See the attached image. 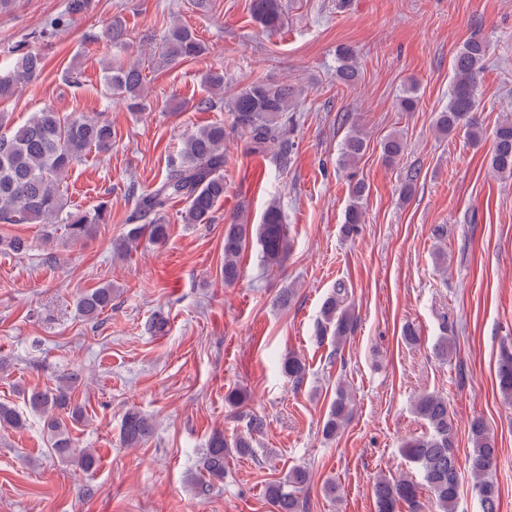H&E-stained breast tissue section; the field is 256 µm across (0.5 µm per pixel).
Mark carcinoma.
Here are the masks:
<instances>
[{
    "mask_svg": "<svg viewBox=\"0 0 512 512\" xmlns=\"http://www.w3.org/2000/svg\"><path fill=\"white\" fill-rule=\"evenodd\" d=\"M89 8V0H67L63 14L50 22L45 35L68 27ZM253 19L272 33L284 24V13L278 0H251ZM103 38L115 50L104 67L103 83L109 95L123 99L130 112L144 107L145 77L139 64L125 59L127 45L123 31L116 23H109ZM489 46L484 39L474 36L457 51L452 61L453 82L448 106L437 113L436 129L443 134L462 131L473 142L480 140L478 99L480 75ZM206 52L205 44L185 25H172L161 38L158 56L166 65L193 60ZM336 76L352 84L358 77L355 55L348 47L336 53ZM43 66L40 54L21 51L15 69L0 75V101L12 98L18 84L32 79ZM211 96L201 99L198 108L212 110L217 103L224 104L230 123H213L184 137L178 160L173 162L154 188L139 196L131 215L132 224L126 234L114 243V251L125 256L137 249L144 231L156 243L167 236V225L161 223V214L176 200L186 202L184 222L209 224L213 213L224 199V141L231 135L246 139L252 154L265 155L272 147L277 155L286 159L293 149L288 137L289 115L296 104L297 91L286 84L270 80H256L231 96L224 98V70L214 69L203 78ZM367 144L362 133L352 128L342 145L340 162L344 165L363 156ZM405 143L398 134H390L381 142L382 156L392 161L403 153ZM106 153L112 149V123L106 119L86 120L77 116L62 117L50 107L35 113L22 125L0 133V222L4 224H30L35 221L54 224L63 211V182L72 166L91 150ZM490 167L500 175H512V120L501 124L494 137ZM350 204L345 212L342 233L349 236L358 231L362 223L360 200L366 185L358 180L349 185ZM108 222L107 209L99 206L94 212H69L63 219L65 231L72 240L92 235L98 224ZM255 239L260 262L270 268L280 265L290 250L289 239L280 206L271 202L264 210L260 224L251 227L241 213L228 218L224 227V283L232 284L240 276L239 260L242 252ZM0 247L16 254L29 250L28 241L17 236H0ZM77 307L89 321H95L112 308V284H104L82 294ZM323 323L319 337L331 335L336 347H341L354 332L356 316L348 303V289L336 283L321 308ZM281 369L299 383L306 373V363L294 353L281 361ZM496 379L503 402L512 405V347L500 349L496 363ZM78 374L71 373L59 379L54 388L32 390L24 401L28 408L44 419L53 439V449L65 460L71 459L83 471L96 468L99 458L89 449L74 453L67 433V420H77L82 407L73 402L71 391ZM414 413L424 420L428 432L408 440L404 445L405 457L415 464L422 482L413 479L381 478L374 486L377 512H399L402 506L414 510L420 490L430 491L438 512H457L459 498V466L455 451L454 420L448 409V400L436 393H423L413 402ZM353 415V400L348 390L339 385L330 404L323 434L334 437ZM25 419L16 408L0 403V428L20 430ZM261 422L249 425L246 436L228 439L215 431L208 440L202 457V467L209 477L224 478V460L234 452L240 456L252 454V435L259 432ZM153 422L134 407L128 408L122 419L121 440L134 447L152 434ZM470 470L473 489L478 494L482 512H498L497 490L491 478L497 450L485 422L475 417L470 423ZM309 484L306 469L293 468L286 476L270 483L267 498L273 512H306Z\"/></svg>",
    "mask_w": 512,
    "mask_h": 512,
    "instance_id": "cac0c4a2",
    "label": "carcinoma"
}]
</instances>
